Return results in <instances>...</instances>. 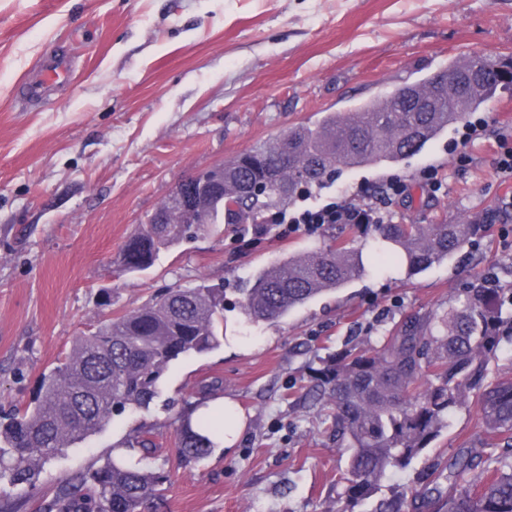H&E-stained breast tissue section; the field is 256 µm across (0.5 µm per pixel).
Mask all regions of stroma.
<instances>
[{
	"mask_svg": "<svg viewBox=\"0 0 512 512\" xmlns=\"http://www.w3.org/2000/svg\"><path fill=\"white\" fill-rule=\"evenodd\" d=\"M52 54L69 59V82L44 101L21 99L17 85ZM463 54L512 62V0H0V410L32 400L42 372L107 314L170 288L223 283L224 333L242 342L172 361L149 410H126L59 450L42 468L40 493L5 508L43 512L63 479L145 428L159 446L145 467L170 472L146 512H336L347 451L312 404L314 372L343 349L376 343L407 315L447 308L478 273L493 271L512 288V244L478 231L419 274L372 266L260 323L236 304L256 270L333 239L351 240L368 258L374 238L345 224L285 239L255 224H214L137 273L123 271L121 251L178 181ZM499 131H512V85L399 167L343 169L301 204L356 196L396 175L413 184L393 208L400 223L475 224L495 209L512 222V184L493 167ZM426 168L446 176L445 193L417 186ZM217 396L240 405L245 430L231 450L180 460L178 414ZM481 434L475 403L455 409L420 457L382 480V494L421 488L433 463Z\"/></svg>",
	"mask_w": 512,
	"mask_h": 512,
	"instance_id": "obj_1",
	"label": "stroma"
}]
</instances>
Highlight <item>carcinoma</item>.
<instances>
[{
  "label": "carcinoma",
  "mask_w": 512,
  "mask_h": 512,
  "mask_svg": "<svg viewBox=\"0 0 512 512\" xmlns=\"http://www.w3.org/2000/svg\"><path fill=\"white\" fill-rule=\"evenodd\" d=\"M505 73L512 76L490 57L455 58L390 91L384 112L365 100L296 126L224 164V192L207 199V220L245 224L288 205L303 186L321 187L342 166L399 163L480 110ZM458 75L470 76L463 90L453 83ZM372 230L410 275L451 258L475 232L471 224H374ZM184 238L185 225L153 218L129 238L121 265L144 271ZM365 273L363 256L344 245L290 256L253 274L242 313L252 322L273 321ZM464 294L462 305L408 315L377 344L336 354L314 377L318 401L350 450L347 468L336 476L342 486L336 512L372 497L386 475L409 466L470 397L484 428L480 444L491 447L486 458L461 448L427 475L430 495L393 489L374 512H416L421 504L433 512H512V377L489 379L497 330L512 327V289L467 288ZM223 326L224 289L202 282L171 289L78 338L64 360L41 374L36 397L0 416V487L36 489L39 465L51 455L101 431L115 415L149 408L168 365L217 347ZM499 440L506 450L497 454ZM126 447L139 449L143 459L156 454L149 430L138 431ZM213 448L183 421L182 459L204 458ZM478 468L481 477L473 483L467 476ZM168 481L161 466L147 470L109 454L60 483L44 512H143Z\"/></svg>",
  "instance_id": "carcinoma-1"
}]
</instances>
